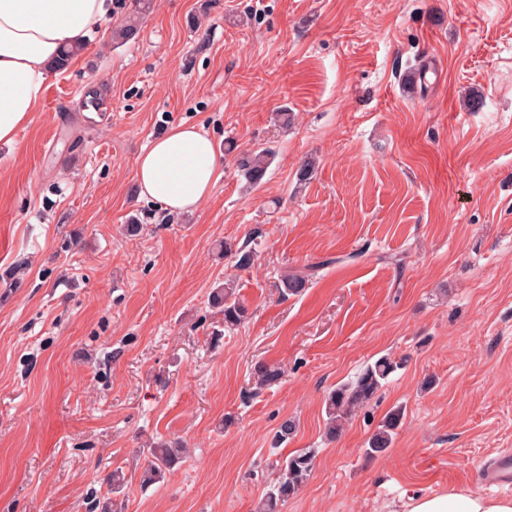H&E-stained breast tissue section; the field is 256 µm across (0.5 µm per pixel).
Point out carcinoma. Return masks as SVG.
<instances>
[{
	"mask_svg": "<svg viewBox=\"0 0 512 512\" xmlns=\"http://www.w3.org/2000/svg\"><path fill=\"white\" fill-rule=\"evenodd\" d=\"M151 6V0H133L132 11L126 26L117 32V39L127 41L137 34V20ZM107 87L101 83L89 87L81 100L85 111L103 112L106 109ZM273 153L267 147H259L243 153L238 159V166L246 178L258 184L265 177ZM224 254H232L240 268L251 265L253 252L240 247L233 249L224 243ZM322 264L315 263L299 271H289L281 278L280 292L284 297L301 294L308 282L320 270ZM211 303L221 309L224 315V327L231 329L241 324L247 315V308L240 301L235 283L224 281V287L212 292ZM397 368V363L387 357L376 360L358 376L350 385H342L331 392L326 401L327 434L334 438L342 431L346 421L352 414L368 404L380 390L388 377ZM256 384L269 386L282 377L279 367L260 364L255 367ZM401 412L396 410L379 427L372 436L366 454L373 456L385 452L391 445L394 431L400 421ZM181 447L154 445L150 449V464L143 483L149 485L165 480L169 472L180 460ZM316 451L313 448H302L285 457L276 465L277 478L263 499L258 502L256 512H278V505L296 494L308 481L314 467Z\"/></svg>",
	"mask_w": 512,
	"mask_h": 512,
	"instance_id": "1",
	"label": "carcinoma"
}]
</instances>
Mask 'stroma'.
Wrapping results in <instances>:
<instances>
[{
    "instance_id": "1",
    "label": "stroma",
    "mask_w": 512,
    "mask_h": 512,
    "mask_svg": "<svg viewBox=\"0 0 512 512\" xmlns=\"http://www.w3.org/2000/svg\"><path fill=\"white\" fill-rule=\"evenodd\" d=\"M129 4L0 144V512H104L116 466L124 512H254L300 448L314 469L279 512L512 497L477 474L512 453V0H154L123 43ZM96 81L106 109L82 110ZM183 121L224 176L171 215L136 164ZM256 147L254 187L236 159ZM227 279L248 308L229 330L210 301ZM383 356L399 369L328 440V394ZM259 362L282 379L256 386ZM159 439L187 455L147 486ZM273 153L267 147L244 152L238 159V166L253 184H259L265 177ZM322 266V263H315L307 265L303 270L285 273L281 278V295L288 298L301 294ZM401 412L399 410L391 413L388 418L379 427L378 431L372 436L367 448V455L373 456L385 452L391 445L394 431L397 429L400 421Z\"/></svg>"
}]
</instances>
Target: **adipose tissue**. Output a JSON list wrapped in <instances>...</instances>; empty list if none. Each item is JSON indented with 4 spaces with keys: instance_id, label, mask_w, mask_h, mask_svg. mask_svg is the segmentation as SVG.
Masks as SVG:
<instances>
[{
    "instance_id": "adipose-tissue-1",
    "label": "adipose tissue",
    "mask_w": 512,
    "mask_h": 512,
    "mask_svg": "<svg viewBox=\"0 0 512 512\" xmlns=\"http://www.w3.org/2000/svg\"><path fill=\"white\" fill-rule=\"evenodd\" d=\"M113 0H0V143L13 144L35 112L62 48L76 46L112 13ZM224 170L215 143L193 125L155 138L137 159L139 193L191 213ZM404 512H512V497L468 491L412 495Z\"/></svg>"
}]
</instances>
